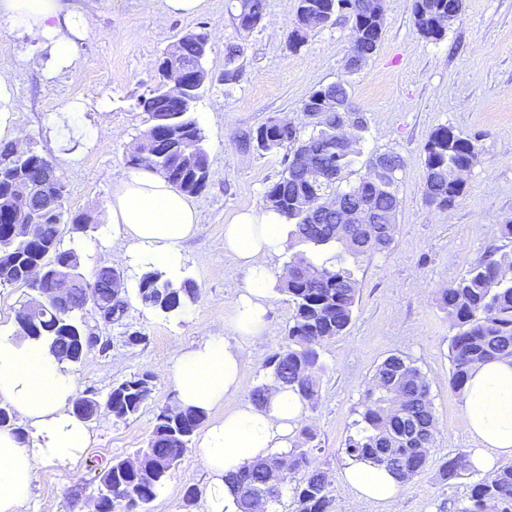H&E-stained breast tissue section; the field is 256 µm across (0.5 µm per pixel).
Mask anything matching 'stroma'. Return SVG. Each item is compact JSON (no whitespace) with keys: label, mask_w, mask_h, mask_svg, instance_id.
Returning <instances> with one entry per match:
<instances>
[{"label":"stroma","mask_w":512,"mask_h":512,"mask_svg":"<svg viewBox=\"0 0 512 512\" xmlns=\"http://www.w3.org/2000/svg\"><path fill=\"white\" fill-rule=\"evenodd\" d=\"M264 18L251 31L239 77L227 85L224 53L241 40L228 0H207L192 17L168 14L163 0H70L92 17L76 40L70 66L56 68L48 48L21 38L0 20V80L14 90L17 122L25 143L55 165L65 186L64 202L74 213H91L95 230L64 231L63 245L81 255L84 270L118 268L129 294L125 315L106 323L88 317L98 346L70 369L76 392L105 398L113 383L147 371L153 391L135 416L118 420L101 412L87 425L90 443L76 462L39 467L22 512H91L96 488L88 464L106 467L144 447L161 408L177 402L165 371L184 349L204 342L223 323L246 283V271L224 255V225L237 212L266 208L265 192L283 170V155L244 150L243 132L270 118L297 126L306 119L303 101L316 89L348 79L354 102L365 112L368 131L362 153L347 175L353 184L372 155L393 150L406 166L399 187L397 229L390 246L365 258L357 270L358 302L344 336L320 350L324 373L317 401L305 406V426L315 433L314 456L331 475L334 512H381L358 500L340 479L347 457L342 448L354 433L361 401L376 366L400 354L427 375L437 419L432 462L399 491L391 512H453L466 502L481 475L466 470L445 481L439 466L448 454L474 448L461 424L462 401L448 384L450 339L455 330L439 305V291L457 281L489 251L512 249L501 224L512 220V0H463L462 16L445 37H419L413 0H385L384 35L377 53L355 73L344 65L352 39L345 18L312 30L298 50L288 47L295 0H267ZM206 33L204 65L211 83L193 106L204 136L210 177L195 195L202 233L182 247L183 276L200 298L182 316L166 318L136 297L144 266L131 247L113 237L108 204L131 172V154L145 128L138 106L157 76L164 52L183 34ZM451 126L470 136L478 159L465 176L455 206L439 209L423 197V146L432 131ZM263 344L251 349L239 401L268 382L265 364L284 342L292 307L271 293ZM143 342L132 345L130 332ZM207 471L199 440H192L175 474L157 491L149 512H203V500L185 508L187 487L205 490Z\"/></svg>","instance_id":"1"}]
</instances>
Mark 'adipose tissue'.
Returning a JSON list of instances; mask_svg holds the SVG:
<instances>
[{
	"label": "adipose tissue",
	"instance_id": "ef3b65f1",
	"mask_svg": "<svg viewBox=\"0 0 512 512\" xmlns=\"http://www.w3.org/2000/svg\"><path fill=\"white\" fill-rule=\"evenodd\" d=\"M0 19L20 36L49 47L57 64H67L75 37L91 26L67 0H0ZM112 230L143 251L152 268L178 278L181 245L202 231L189 197L155 171L140 167L113 191ZM288 249V226L274 210L238 213L224 226V254L248 273V283L224 320L223 333L181 351L167 374L177 405L206 412L224 407V417L204 433L201 448L208 472L205 512H239L238 495L227 477L242 466L291 448L304 420V402L293 391L274 387L263 404L237 402L247 347L261 343L267 328L271 262ZM233 341H226L224 332ZM70 378L38 342L0 330V402L30 422L32 441L0 429V512H20L36 470L65 462L88 446L89 433L70 413ZM461 422L478 443L470 459L478 469L512 457V358L477 365L462 394ZM358 499L391 506L400 480L367 460L351 459L341 471Z\"/></svg>",
	"mask_w": 512,
	"mask_h": 512
}]
</instances>
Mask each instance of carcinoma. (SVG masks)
<instances>
[{
    "label": "carcinoma",
    "mask_w": 512,
    "mask_h": 512,
    "mask_svg": "<svg viewBox=\"0 0 512 512\" xmlns=\"http://www.w3.org/2000/svg\"><path fill=\"white\" fill-rule=\"evenodd\" d=\"M317 6L322 15L321 26L345 14L352 21L356 46L369 51L361 63L371 59L381 43L385 18L371 22L360 12L359 0H298L297 16L305 4ZM458 0H413L415 26L421 38L438 41L445 31L434 30L433 22L455 8ZM267 0H238L236 12L245 15L246 24L236 23L239 33L248 34L261 22ZM204 33H188L175 42L172 49L186 62H194L206 42ZM244 47H227L224 84L231 85L239 77L237 59ZM200 91L188 99H177L163 93L157 84L141 97L138 105L145 114L142 136L148 138L153 159L147 167L167 179L188 195H197L208 181V154L197 122L190 116L192 104ZM324 99L336 104V112L328 116L316 109V101ZM352 103L349 82L340 79L314 91L302 103L301 112L311 131L291 123L270 119L245 137V144L260 153H273L288 148L280 178L265 192L268 206L282 215L289 227V248L304 245L307 253H296L287 264V274L275 290L288 297L293 305L282 344L267 360L271 383L256 387L251 394L257 405L265 401L271 385L296 392L308 402L318 399L324 365L319 349L324 342L338 338L349 328L358 299L359 282L355 268L365 257L386 249L393 240L396 225H379L377 231L366 224H341L340 215L329 204L330 190L337 183L336 173L345 174L361 154L368 123L345 148L336 139V118ZM307 141L322 146L318 164L325 175L298 169L293 157ZM476 151L473 139L461 131L442 125L436 128L424 145L425 201L438 208L452 206L464 193V181L457 169ZM393 163L391 172L379 187L369 183L363 174L352 186L335 192L349 205L386 219H396L400 208V174L405 167L403 157L390 150L375 154ZM17 177L39 183L51 208L45 221L37 224L27 239L13 236V226L26 224L30 218L17 212L13 182ZM308 200L315 211L307 213L299 204ZM85 231L82 216L71 213L64 204V185L53 174L50 161L31 150L19 151L13 143L0 142V286L30 285L44 295V310L34 320L16 319L17 336H28L46 344L49 353L61 367L73 364L67 350L82 347L91 352L96 336L85 329L87 315H101L106 323L120 320L127 299L111 293L105 281L95 283L99 296L96 303L87 302L77 288L71 304L65 308L53 298L55 281L50 276L35 282L29 278L34 267L53 265L60 268L82 266L73 248L61 247L63 227ZM137 296L145 306L164 315L179 314L194 305L199 290L186 280L172 282L158 270L145 272L137 286ZM441 309L448 314L456 329L450 342L451 370L448 383L455 392H463L472 367L489 360L512 357V252L489 258L469 268L454 284L441 289ZM153 376L150 372L135 374L112 386L105 401L96 393L75 400L73 411L85 422L97 419L104 409L117 419L136 415L149 399ZM360 419L354 421L356 431L345 440L346 456L370 459L396 473L401 482L424 471L431 461L427 449L434 447L437 421L430 396L427 375L406 356L392 354L376 368L361 401ZM206 419V414L192 408L169 412L164 408L155 417L147 446L136 452L140 467L126 469L123 460L115 459L102 469L90 466V482L99 488L103 512H145V506L156 497L158 488L171 478L192 437ZM0 428L13 430L26 440L29 434L19 424L8 404L0 403ZM425 436L426 451L411 449V431ZM314 435L304 433L287 453L278 456L287 467L285 484L292 486L294 512H332L333 498L328 490L326 472L313 464L308 444ZM467 454L459 451L440 465L441 476L450 481L467 470L468 463H458ZM270 463L256 461L231 474L241 512H251L254 504L277 502L281 493L268 489ZM456 512H512V464L503 466L484 480L474 484L467 501Z\"/></svg>",
    "instance_id": "obj_1"
}]
</instances>
